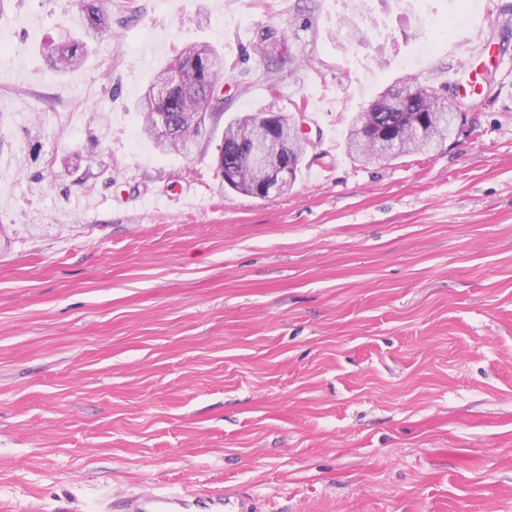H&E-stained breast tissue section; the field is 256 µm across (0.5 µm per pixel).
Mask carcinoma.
I'll return each mask as SVG.
<instances>
[{
  "mask_svg": "<svg viewBox=\"0 0 512 512\" xmlns=\"http://www.w3.org/2000/svg\"><path fill=\"white\" fill-rule=\"evenodd\" d=\"M73 24L79 37L72 39L59 50L53 67L57 72L78 67L88 52V44L99 35L111 30L110 11L99 5V0H88L80 13L73 18ZM197 55L193 58L185 54L178 55L159 70L166 74L180 70L184 74L183 82L175 85L167 101L154 106L148 100H139L143 137L154 142L162 151L177 152L185 157L191 156L188 149V127L179 124L184 112H206L211 105V93L220 82L216 61L217 52L212 45L201 42L194 46ZM448 90V83L429 80L414 84V91L408 95L401 106L391 110L383 105L373 104L355 113L345 133V148L353 159H373L374 141L385 133L393 132L401 138V150L398 155L425 153L440 146L452 131L456 117L461 109L448 102L440 91ZM165 112L169 120L178 125L177 134L167 141L155 138V113ZM249 115L231 119L224 125L220 142L217 144V167L233 191L244 192L253 197H265L261 193L268 180L264 172L256 170L246 163L253 143L243 132ZM265 121L274 124L271 134L281 138L286 133L285 115L273 110L265 111ZM308 144L297 142L288 149L283 164V182L286 187L293 186L301 173L302 158Z\"/></svg>",
  "mask_w": 512,
  "mask_h": 512,
  "instance_id": "1",
  "label": "carcinoma"
}]
</instances>
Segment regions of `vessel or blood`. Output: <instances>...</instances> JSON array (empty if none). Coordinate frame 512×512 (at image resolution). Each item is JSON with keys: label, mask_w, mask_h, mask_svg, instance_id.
Wrapping results in <instances>:
<instances>
[{"label": "vessel or blood", "mask_w": 512, "mask_h": 512, "mask_svg": "<svg viewBox=\"0 0 512 512\" xmlns=\"http://www.w3.org/2000/svg\"><path fill=\"white\" fill-rule=\"evenodd\" d=\"M111 509L112 512H260L254 496L223 486L154 491L138 498L134 506L115 501Z\"/></svg>", "instance_id": "1"}]
</instances>
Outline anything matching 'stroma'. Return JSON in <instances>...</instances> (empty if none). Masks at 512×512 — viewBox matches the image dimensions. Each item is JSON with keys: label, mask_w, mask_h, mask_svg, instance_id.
I'll list each match as a JSON object with an SVG mask.
<instances>
[{"label": "stroma", "mask_w": 512, "mask_h": 512, "mask_svg": "<svg viewBox=\"0 0 512 512\" xmlns=\"http://www.w3.org/2000/svg\"><path fill=\"white\" fill-rule=\"evenodd\" d=\"M472 2L112 0L57 74L77 0H0V512L216 483L266 512H512V0L498 26ZM476 40L498 67L463 64ZM203 41L225 117L307 102L288 192L141 135ZM462 73L483 94L440 149L347 154L383 89ZM98 2L101 1L88 0L80 13L73 18L79 37L72 39L59 50L53 63L56 72H65L78 67L87 55L88 44L95 41L102 33L111 30L110 11L98 5Z\"/></svg>", "instance_id": "obj_1"}]
</instances>
